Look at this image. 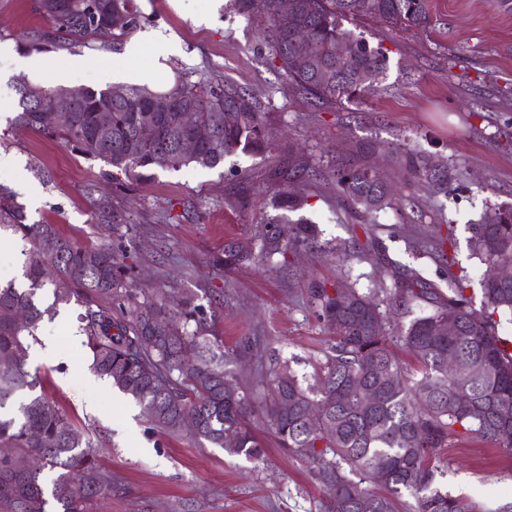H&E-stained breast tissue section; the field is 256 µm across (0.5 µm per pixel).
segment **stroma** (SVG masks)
Instances as JSON below:
<instances>
[{
    "instance_id": "obj_1",
    "label": "stroma",
    "mask_w": 512,
    "mask_h": 512,
    "mask_svg": "<svg viewBox=\"0 0 512 512\" xmlns=\"http://www.w3.org/2000/svg\"><path fill=\"white\" fill-rule=\"evenodd\" d=\"M152 27L174 31L183 57L172 59L173 80L203 71L230 80L262 99L276 137L270 159L239 152L223 166L155 170L136 180L124 172L86 160L57 141L9 123L6 103L28 76L13 56H0V151L19 156L18 169H0V183L25 180L40 194L27 207L30 220L58 225L81 245L107 243L130 252L131 278L139 293L161 294L177 304L184 294L199 295L206 316L226 351L252 343L239 358L241 385L267 390L273 364L288 363L300 380L311 381L318 361L333 342L307 293L313 280L335 287L340 268L336 247L366 242L373 227L389 264L384 277L415 270L437 284L445 267L416 250L414 239L452 235L455 271L471 282L470 295L484 271L468 246L470 227L498 206H512V7L502 0H428L432 23L424 30L356 19L349 30L372 48L382 49L389 69L380 91L350 102L318 103L299 94L256 53L262 20L246 22L222 5L210 27L193 23L210 0H148ZM48 23L35 0H0V44ZM44 85L57 70L72 69V88L103 89V69L113 53L76 47L45 53ZM411 148L448 168L444 192L411 184L397 165H386L396 195L391 208L356 222L338 202L327 173L343 149L358 143ZM316 161L323 177L286 180L275 169ZM107 196L121 222L96 226L88 185ZM285 189L305 198L300 212L270 204ZM318 227L317 245L288 251L277 262L218 269L231 241L259 246L267 225L297 218ZM80 303L63 306L43 321L38 341H51V357H29L38 390L90 442L100 469L116 486L112 495L92 500L87 512H328V498L309 466L280 448L263 419L251 423L263 442V461L250 462L195 439L154 432L136 403L93 374L79 328ZM437 481L448 492L479 502L485 512L512 502V452L490 442L464 440L440 450Z\"/></svg>"
}]
</instances>
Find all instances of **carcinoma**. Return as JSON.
Listing matches in <instances>:
<instances>
[{"label":"carcinoma","mask_w":512,"mask_h":512,"mask_svg":"<svg viewBox=\"0 0 512 512\" xmlns=\"http://www.w3.org/2000/svg\"><path fill=\"white\" fill-rule=\"evenodd\" d=\"M265 0L264 28L257 46L299 91L319 101H350L374 89L388 70L386 54L364 38L342 28L362 16L389 24L425 28L431 23L427 0ZM35 10L49 28L37 30L20 44L23 50H98L104 39L117 43L147 20L133 0H36ZM351 69L339 67L342 58ZM61 86L26 83L17 90L16 127L53 137L82 157L145 178L161 169L190 165L213 169L241 150H270L274 132L265 105L253 93L207 74L181 81L163 93L130 84L101 90L83 89L67 122L50 125L40 106ZM149 124L153 139L140 137ZM204 128L208 136L185 153L182 140ZM374 144L336 162L329 177L336 194L356 213L369 216L389 207L385 175L371 156ZM396 163L412 183L445 191L448 171L414 149L397 147ZM275 208L297 210L303 202L286 190L272 197ZM29 244L23 253L24 284L0 285V358L16 356L10 369H0V445L13 449L0 456V512H46V496L59 512H84L86 500L112 492V476L97 465L91 446L71 429L64 414L36 393L37 376L27 369V353L44 318H54L60 304H83L80 316L91 370L111 382L141 407L151 428L164 434L181 431L187 416L199 421L196 436L231 456L260 460L265 451L251 427L259 413L285 451L309 464L312 478L326 489L330 512H396L404 491L417 502V512H483L465 497L435 487L437 469L431 458L453 439L471 437L512 451V349L498 335L497 317L512 316V281L492 275L494 267L512 264V208H492L472 227V254L485 265L479 281L480 307L466 295V279L451 270L455 255L445 252L452 237L425 241L439 252L448 270V292L419 272L400 273L391 285L375 284L388 294L396 315L424 303L431 310L414 317L401 330L403 342L422 365L411 374L393 354L383 333L384 313L375 295L348 282L342 271L336 287L315 282L313 304L333 345L319 363L315 384H304L288 365L272 370L268 393L243 391L230 368L239 352L224 351L196 295L186 294L178 308L162 296L138 297L132 288L127 253L104 245L81 246L55 224L29 221L17 194L0 184V233ZM313 225H273L261 237L259 254L244 242L224 246L216 265L231 268L259 258L270 262L288 246L308 247ZM49 294L52 302L44 304ZM134 306L129 321L119 320L112 305ZM452 322L456 332L440 335L435 325ZM465 365H478L466 393L448 376V354ZM379 393L376 405L360 410L363 389ZM382 486L374 493L366 484Z\"/></svg>","instance_id":"1"}]
</instances>
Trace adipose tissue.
Wrapping results in <instances>:
<instances>
[{"label": "adipose tissue", "mask_w": 512, "mask_h": 512, "mask_svg": "<svg viewBox=\"0 0 512 512\" xmlns=\"http://www.w3.org/2000/svg\"><path fill=\"white\" fill-rule=\"evenodd\" d=\"M151 49L152 61L150 66L139 73H132L126 66L127 61L136 59L143 49ZM183 53L181 40L174 32L162 28L147 27L138 30L124 45V64L114 65L104 70L103 81L119 83L136 82L148 85L151 89H158L160 72L167 70L171 58L181 56Z\"/></svg>", "instance_id": "1"}]
</instances>
